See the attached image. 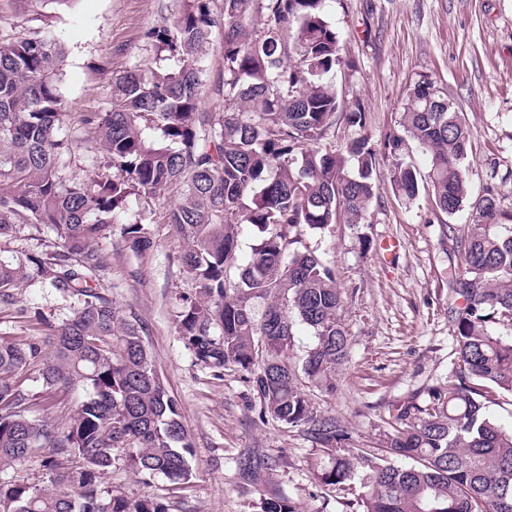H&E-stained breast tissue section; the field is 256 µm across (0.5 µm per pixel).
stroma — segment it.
<instances>
[{"label": "stroma", "instance_id": "stroma-1", "mask_svg": "<svg viewBox=\"0 0 512 512\" xmlns=\"http://www.w3.org/2000/svg\"><path fill=\"white\" fill-rule=\"evenodd\" d=\"M323 11L342 45V64L327 76L340 111L325 146L342 150L363 136L382 146L397 128L409 90L429 79L465 114L470 196L512 171V0H325ZM175 14V0H78L54 11L46 25L0 0V32L27 37L47 31L63 45L59 86L66 131L77 142L66 165L77 180L107 171L85 115L111 109L114 78L148 55L145 30ZM358 102L366 113L361 128L345 118ZM376 183L364 223L306 229L298 243L334 269L342 293L349 360L335 393L315 391L311 398L318 413L336 416L354 448L382 447L392 408L447 383L455 349L448 274L461 263L433 201L423 192L405 204L383 162ZM180 193L175 185L159 200H130L125 217H141L153 239L150 252L126 249L117 224L102 231L98 246L110 259L106 283L114 306L140 323L179 403L195 470L184 493L160 476L143 486L121 467L110 483L133 499L147 490L166 497L171 512H261L262 501L273 497L289 501L295 512H360L354 495L312 480V444L299 429L259 419V402L240 372L214 378L180 341L176 308L180 296L194 291L183 270L186 244L168 222ZM388 239L398 241L397 253L383 249ZM18 299V307L0 309V334L20 342L44 337L72 306L39 283L20 289ZM250 465L259 482L244 475Z\"/></svg>", "mask_w": 512, "mask_h": 512}]
</instances>
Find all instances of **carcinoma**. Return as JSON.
<instances>
[{
	"mask_svg": "<svg viewBox=\"0 0 512 512\" xmlns=\"http://www.w3.org/2000/svg\"><path fill=\"white\" fill-rule=\"evenodd\" d=\"M10 2L47 18L74 0ZM176 3L172 25L144 33L153 64L116 78L111 110L85 117L113 170L104 180L78 181L61 163L76 146L63 132L61 44L50 35L0 37V306L44 281L78 302L41 340L0 336V512H170L153 494L129 499L112 489L106 475L117 465L146 485L161 475L190 487L193 451L178 402L139 324L112 304L106 255L94 246L130 198L155 199L177 182L170 223L188 242L182 263L196 288L177 312L179 339L214 378L246 373L259 419L304 432L315 445L318 485L358 492L362 512H512V430L487 413L512 402V336L492 329L512 320V211L500 209L494 186L469 198L464 113L423 79L383 144L401 200L410 204L426 188L440 214L451 219L467 206L475 223L446 224L461 260L449 279L460 305L451 311L448 386L396 407L381 452H356L347 430L317 413L303 390L336 391L349 341L333 270L294 248L305 229L363 223L376 197L377 150L368 139L344 152L321 147L339 108L323 81L342 63L339 36L324 0ZM217 26L224 69L212 80L201 50ZM204 92L215 108L201 109ZM413 144L428 155L424 174L411 161ZM22 224L55 230L63 250L7 247ZM244 224L264 233L245 260ZM121 234L135 253L152 247L140 221ZM297 321L316 339L299 360ZM75 387L84 399L73 413L45 412L43 394ZM46 449L67 466L50 462L47 480L34 485L27 465Z\"/></svg>",
	"mask_w": 512,
	"mask_h": 512,
	"instance_id": "obj_1",
	"label": "carcinoma"
}]
</instances>
